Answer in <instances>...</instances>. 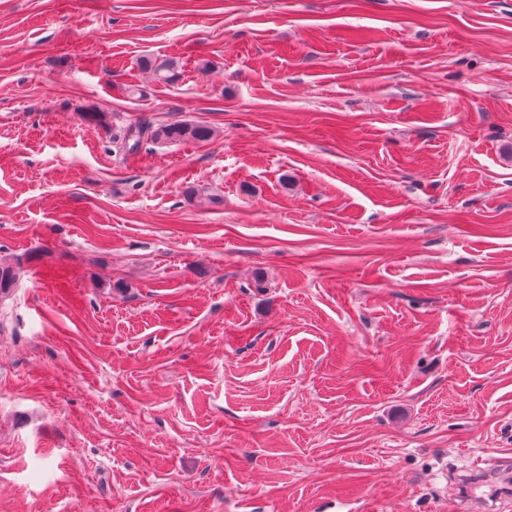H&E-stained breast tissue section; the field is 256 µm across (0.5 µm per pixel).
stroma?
Segmentation results:
<instances>
[{
    "mask_svg": "<svg viewBox=\"0 0 512 512\" xmlns=\"http://www.w3.org/2000/svg\"><path fill=\"white\" fill-rule=\"evenodd\" d=\"M0 263V512H466L512 475V0H0ZM141 64L144 68L153 70L158 80L166 84H174L182 75L181 68L176 61H164L157 64L156 61L146 57L142 59ZM156 143H180L184 141L205 142L212 138V129L206 125L186 122H174L159 125L155 128H144L141 125L127 126L123 136L112 139L115 152L124 156L137 153L142 145L145 134Z\"/></svg>",
    "mask_w": 512,
    "mask_h": 512,
    "instance_id": "stroma-1",
    "label": "stroma"
}]
</instances>
